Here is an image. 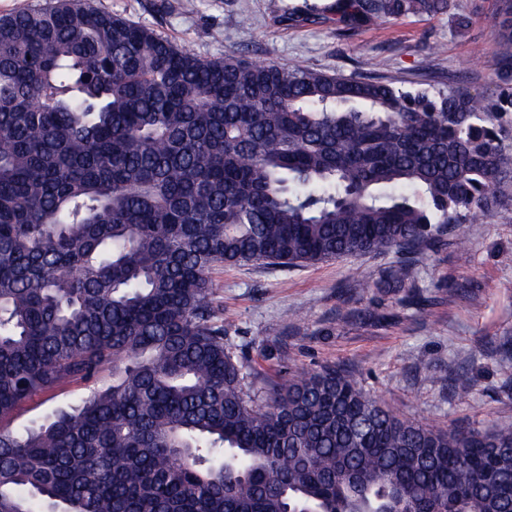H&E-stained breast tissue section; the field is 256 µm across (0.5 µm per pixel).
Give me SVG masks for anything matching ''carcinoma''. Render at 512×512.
<instances>
[{"label":"carcinoma","instance_id":"cac0c4a2","mask_svg":"<svg viewBox=\"0 0 512 512\" xmlns=\"http://www.w3.org/2000/svg\"><path fill=\"white\" fill-rule=\"evenodd\" d=\"M448 8L339 0V21ZM487 22L504 88L483 104L203 59L87 0L0 16V423L112 371L0 427V512H508L512 424L413 422L334 365L261 403L212 307L219 264L411 252L501 205L512 0ZM110 383H112V373L105 371L92 381L66 382L53 390L39 393L18 406L3 422V428L16 432L46 422L59 410L81 403L93 388Z\"/></svg>","mask_w":512,"mask_h":512}]
</instances>
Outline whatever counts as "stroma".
I'll list each match as a JSON object with an SVG mask.
<instances>
[{"mask_svg":"<svg viewBox=\"0 0 512 512\" xmlns=\"http://www.w3.org/2000/svg\"><path fill=\"white\" fill-rule=\"evenodd\" d=\"M154 29L205 59L256 61L377 78L434 96L453 86L474 97L500 93L494 32L482 18L500 0H451L448 12L376 18L354 29L336 21L338 0H91ZM461 15L474 18L465 30ZM442 54L427 60L429 46ZM400 254L385 252L289 269L218 266L213 306L224 342L255 390L297 370L346 367L360 386L404 417L447 428L512 423V200L477 223L449 225L415 257L414 277L385 287ZM470 385L458 398L455 379ZM111 372L66 382L18 406L0 426L46 422L110 384Z\"/></svg>","mask_w":512,"mask_h":512,"instance_id":"35a3bbf8","label":"stroma"}]
</instances>
